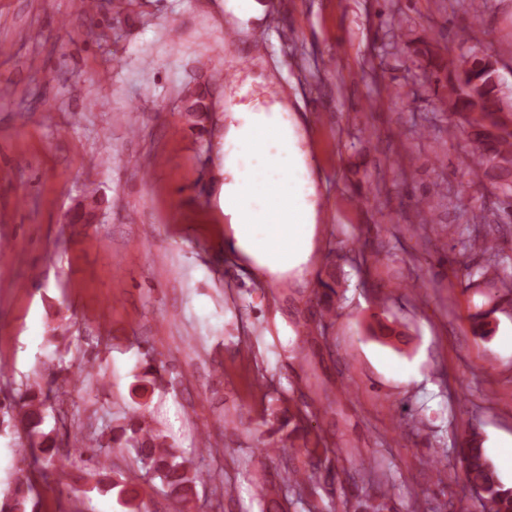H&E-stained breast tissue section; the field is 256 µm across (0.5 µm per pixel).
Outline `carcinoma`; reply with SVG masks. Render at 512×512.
Wrapping results in <instances>:
<instances>
[{
    "instance_id": "carcinoma-1",
    "label": "carcinoma",
    "mask_w": 512,
    "mask_h": 512,
    "mask_svg": "<svg viewBox=\"0 0 512 512\" xmlns=\"http://www.w3.org/2000/svg\"><path fill=\"white\" fill-rule=\"evenodd\" d=\"M493 90L485 92L480 118L466 121L473 154L479 158V165H489L496 170L492 176V187L502 195L512 196V130L501 121L497 113ZM188 111L197 123H202L209 111L206 95L196 94ZM151 352L145 353L148 384L157 390H164L169 381L152 365ZM81 382H92L96 378L94 363L85 359L76 370L62 376L52 369L26 385L17 398L6 397L0 402V416L8 418V424L23 433L19 453L23 468L12 491L0 499V512H41L42 499L39 485L50 482L62 484L70 477L69 471L58 469L62 460L61 443L53 431H45L47 409L56 402L64 387L74 376ZM281 426L290 427L287 438L303 440L301 452L312 465H319L327 458L328 448L323 436L312 434L313 426L297 413H288V419ZM107 441H102V438ZM131 448L135 451L144 475L159 479L170 496L186 501L194 494L199 484L212 481L210 471L203 469L192 460L179 456L168 442L163 430L152 426L145 416L135 410L123 416L121 425L106 426L95 440L82 449L79 456L86 457L85 474L92 481V488L107 493L119 489V496L128 512H148L147 503L140 496L136 484L130 478H116L105 447ZM460 460L465 479L470 487L479 489L478 501L481 512H512V487L506 486L497 474L491 461L486 457L481 440L471 435L459 448ZM348 512H387L384 502L364 499L345 500Z\"/></svg>"
}]
</instances>
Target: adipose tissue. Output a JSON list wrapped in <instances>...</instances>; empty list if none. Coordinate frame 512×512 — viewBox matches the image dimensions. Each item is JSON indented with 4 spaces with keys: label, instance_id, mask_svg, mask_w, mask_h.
<instances>
[{
    "label": "adipose tissue",
    "instance_id": "ef3b65f1",
    "mask_svg": "<svg viewBox=\"0 0 512 512\" xmlns=\"http://www.w3.org/2000/svg\"><path fill=\"white\" fill-rule=\"evenodd\" d=\"M281 115L277 105L225 113L217 204L226 245L244 264L271 283L289 278L302 288L316 249L318 208L300 123ZM270 206L274 222L255 223Z\"/></svg>",
    "mask_w": 512,
    "mask_h": 512
}]
</instances>
